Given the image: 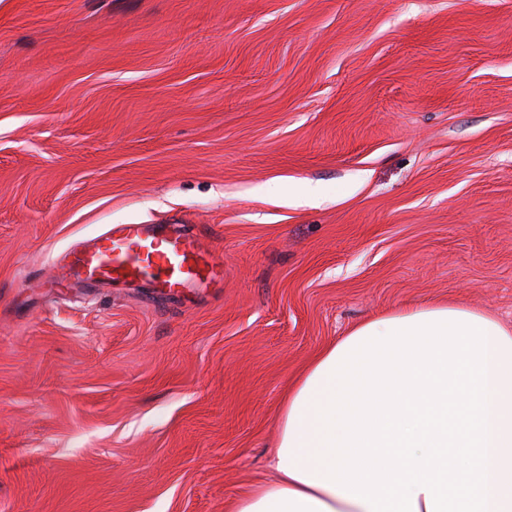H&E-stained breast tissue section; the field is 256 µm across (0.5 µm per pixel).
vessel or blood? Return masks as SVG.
Returning a JSON list of instances; mask_svg holds the SVG:
<instances>
[{
    "instance_id": "b4317fda",
    "label": "vessel or blood",
    "mask_w": 512,
    "mask_h": 512,
    "mask_svg": "<svg viewBox=\"0 0 512 512\" xmlns=\"http://www.w3.org/2000/svg\"><path fill=\"white\" fill-rule=\"evenodd\" d=\"M62 279L143 285L162 295L222 282L224 263L182 224H116L69 253Z\"/></svg>"
}]
</instances>
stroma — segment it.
I'll use <instances>...</instances> for the list:
<instances>
[{
  "mask_svg": "<svg viewBox=\"0 0 512 512\" xmlns=\"http://www.w3.org/2000/svg\"><path fill=\"white\" fill-rule=\"evenodd\" d=\"M113 224L224 259L65 288ZM512 322V0H0V512H230L365 319Z\"/></svg>",
  "mask_w": 512,
  "mask_h": 512,
  "instance_id": "stroma-1",
  "label": "stroma"
}]
</instances>
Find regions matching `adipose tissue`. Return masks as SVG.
Here are the masks:
<instances>
[{"label":"adipose tissue","instance_id":"adipose-tissue-1","mask_svg":"<svg viewBox=\"0 0 512 512\" xmlns=\"http://www.w3.org/2000/svg\"><path fill=\"white\" fill-rule=\"evenodd\" d=\"M269 468L231 512H512V325L447 303L354 325L286 392Z\"/></svg>","mask_w":512,"mask_h":512}]
</instances>
